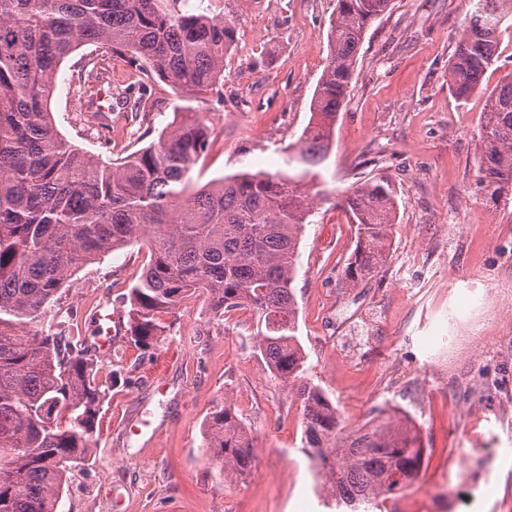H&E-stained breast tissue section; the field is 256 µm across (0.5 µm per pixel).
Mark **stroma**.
<instances>
[{"label": "stroma", "mask_w": 512, "mask_h": 512, "mask_svg": "<svg viewBox=\"0 0 512 512\" xmlns=\"http://www.w3.org/2000/svg\"><path fill=\"white\" fill-rule=\"evenodd\" d=\"M336 0H249L219 91L192 97L214 139L192 177L273 171L309 121L327 62ZM467 0H393L368 28L332 153L312 184L294 289L305 378L338 408L346 430L379 415L409 417L425 448L419 479L386 512H512V200L476 192L485 98L456 100L448 64ZM90 47L61 64L51 110L59 133L92 156L123 158L156 140L181 96L158 76L113 58L112 85L144 82L141 102L112 105L105 122L79 111L69 80ZM382 177L400 205L385 267L356 288L341 271L354 231L339 201ZM466 223L467 232L457 230ZM149 260L145 241L78 268L42 320L91 339L94 314L123 312ZM455 313L452 345L435 338ZM156 344L118 335L99 357L108 385L87 462L68 475L58 512H329L302 450L291 382L267 370L257 317H215L192 295L160 318ZM231 403L257 459L227 481L204 446L208 416Z\"/></svg>", "instance_id": "stroma-1"}]
</instances>
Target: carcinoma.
Wrapping results in <instances>:
<instances>
[{
  "instance_id": "carcinoma-1",
  "label": "carcinoma",
  "mask_w": 512,
  "mask_h": 512,
  "mask_svg": "<svg viewBox=\"0 0 512 512\" xmlns=\"http://www.w3.org/2000/svg\"><path fill=\"white\" fill-rule=\"evenodd\" d=\"M247 2L224 0V16L215 17L187 0H0V512H57L68 473L90 456L106 396L97 356L62 326L46 333L37 325L80 265L144 235L150 261L126 295L131 343L149 346L160 316L203 291L217 317L241 307L256 313L258 349L275 378L302 377L293 282L309 184L330 158L365 32L392 0H336L309 122L274 172L198 185L192 171L211 131L193 117L121 162H102L60 138L50 110L61 63L86 45L182 93L214 90L236 39L232 16ZM470 4L448 66L458 100L484 91L499 59L497 34L512 19V0ZM102 78L112 83L95 62L79 73L78 100L92 98ZM480 141L476 184L496 208L512 195V76L487 95ZM342 206L355 227L343 283L356 288L385 266L399 204L389 181L370 178ZM297 398L304 451L336 512H369L418 479L424 448L409 423L380 416L346 433L321 389L303 383ZM205 447L227 479L257 459L227 401L205 424Z\"/></svg>"
}]
</instances>
